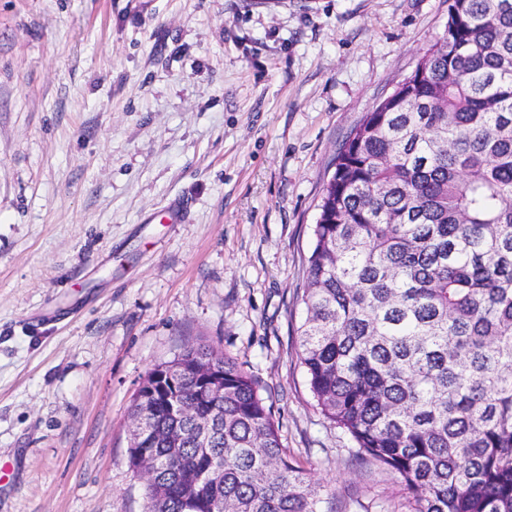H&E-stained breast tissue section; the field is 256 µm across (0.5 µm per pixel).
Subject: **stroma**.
<instances>
[{
  "instance_id": "1",
  "label": "stroma",
  "mask_w": 512,
  "mask_h": 512,
  "mask_svg": "<svg viewBox=\"0 0 512 512\" xmlns=\"http://www.w3.org/2000/svg\"><path fill=\"white\" fill-rule=\"evenodd\" d=\"M447 17L448 0H0V512H145L130 407L201 342L254 375L333 512H408L320 413L298 328L332 160Z\"/></svg>"
}]
</instances>
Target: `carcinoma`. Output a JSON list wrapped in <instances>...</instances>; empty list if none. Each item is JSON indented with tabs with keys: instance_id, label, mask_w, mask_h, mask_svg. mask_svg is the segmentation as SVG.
<instances>
[{
	"instance_id": "obj_1",
	"label": "carcinoma",
	"mask_w": 512,
	"mask_h": 512,
	"mask_svg": "<svg viewBox=\"0 0 512 512\" xmlns=\"http://www.w3.org/2000/svg\"><path fill=\"white\" fill-rule=\"evenodd\" d=\"M305 266L300 360L352 457L396 474L412 512H512V0H448L441 39L333 160ZM216 357L208 395L199 375ZM157 368L129 448L155 462L147 512H323L251 373L199 343ZM217 418L211 447L195 418ZM181 444H168L171 433Z\"/></svg>"
}]
</instances>
